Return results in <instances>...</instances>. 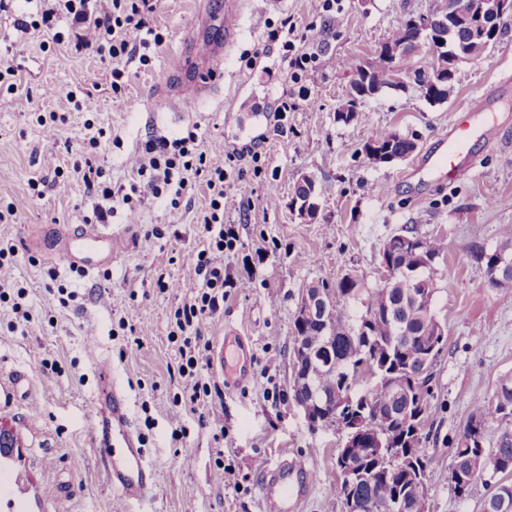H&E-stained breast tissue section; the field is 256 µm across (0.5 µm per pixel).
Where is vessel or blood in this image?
Segmentation results:
<instances>
[{"instance_id": "vessel-or-blood-1", "label": "vessel or blood", "mask_w": 512, "mask_h": 512, "mask_svg": "<svg viewBox=\"0 0 512 512\" xmlns=\"http://www.w3.org/2000/svg\"><path fill=\"white\" fill-rule=\"evenodd\" d=\"M244 0H225L224 43L210 47L207 58H199L195 42H187L182 51L184 66L181 80L169 88V96L181 101L202 99L208 94L225 57L238 40ZM491 95L481 92L450 123V133L429 146L416 164L424 173L454 177L460 171H475L477 156L472 149V134L467 124L471 115L493 111ZM132 229L118 233L106 224H84L69 236L58 237L57 259L91 272L99 268L101 251L115 252L123 240L132 237ZM212 365L224 381L225 390L244 386L254 370V341L233 327H225L213 351ZM91 370L97 381V393L90 418L93 446L106 463L107 484L116 493L126 512H143L148 492L162 480L161 470L146 456L135 421L128 392L112 370L109 357L94 354ZM258 477L262 486L261 512H302L315 484V473L304 461L285 456L264 461Z\"/></svg>"}]
</instances>
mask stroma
<instances>
[{"instance_id":"obj_1","label":"stroma","mask_w":512,"mask_h":512,"mask_svg":"<svg viewBox=\"0 0 512 512\" xmlns=\"http://www.w3.org/2000/svg\"><path fill=\"white\" fill-rule=\"evenodd\" d=\"M43 0H7L0 7V248L12 250L14 268L0 283V428L16 438L14 457L1 465L12 475L0 493V512H116L104 463L92 446L89 413L95 382L89 369V336H97L119 381L129 390L135 424L147 455L163 473L150 493V512H261L256 457H299L316 475L303 512H342L334 458L342 435L310 428L292 399L291 336L301 293L308 285L357 275L366 287L379 283L380 248L403 225L439 236L446 248L431 271L432 312L446 344L435 368L426 512H483L488 493L476 481L468 496H455L449 481L448 442L470 415L475 395L493 396L512 373V285L487 287L484 268L470 256L472 244L494 250L500 225L512 224V92L493 119L472 120L473 135L490 123L508 129L492 146L476 143L474 174L451 182L435 176L408 178L416 159L387 165L368 161L362 148L380 128L391 127L432 144L448 130L458 108L477 92L512 78V23L480 59L460 64L448 97L429 103L413 79L385 89L362 107V122L336 123L351 65L370 60L401 16L427 13L438 0H340L337 22L325 24L320 0H285L265 11L248 0L237 45L223 76L204 99L173 111L163 93L177 71L181 42L194 34L199 10H224V0H159L148 25L164 42L125 57L129 82L123 97L112 92L109 59L79 49L80 27L58 15L53 28L33 27ZM298 28L326 26L315 50L339 59L305 74L301 101L286 126L245 118L243 130L224 125V105L245 99L265 111L289 88L281 46L267 34L285 18ZM72 89L73 99L50 95ZM56 116L58 133L47 137L41 119ZM92 122L96 148L69 138L71 128ZM196 128L203 146L223 143L211 166H228L226 154H242V176L224 185V221L238 227L234 250L217 254L226 274L243 260L263 258L251 288L235 290L202 326L217 342L225 326L255 341V373L245 387L224 394L220 425H200L184 406L185 383L177 373L182 338H170L184 292L156 285L158 270L189 283L203 236L200 218L210 202L204 182L183 195L179 207L147 200L138 207L136 239L123 245L97 273L33 258L23 239L36 226L71 227L127 222L126 207L88 191L81 172L101 171L112 190L129 187V155L148 141L174 139ZM261 145L260 161L244 151ZM261 174H254V164ZM315 183L317 218L298 219L290 209L295 183ZM276 191L277 206L266 204ZM160 238L146 239L151 230ZM223 433L216 442L215 433ZM229 470L215 478L216 460Z\"/></svg>"}]
</instances>
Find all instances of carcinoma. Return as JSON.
Listing matches in <instances>:
<instances>
[{"label":"carcinoma","mask_w":512,"mask_h":512,"mask_svg":"<svg viewBox=\"0 0 512 512\" xmlns=\"http://www.w3.org/2000/svg\"><path fill=\"white\" fill-rule=\"evenodd\" d=\"M410 36L408 19L402 18L392 28L386 42L399 45ZM359 77V97L345 101L343 123L363 120L361 104L371 96L365 90L366 76L358 67L351 68ZM372 140L393 153L406 157L416 149L414 140L393 128H381ZM499 246L488 251L482 246L471 256L485 268L486 285L502 288L512 284V224L499 227ZM417 247L410 246L409 239ZM445 250L440 237L422 236L415 226H405L389 237L386 263L393 276L377 289L364 288L361 280L340 278L336 284L326 282L307 287L308 292L325 289L328 317H295L291 336L293 352L292 398L305 402L316 415L336 404L340 409L329 423L347 432L361 419L366 420L362 447L353 449L351 458L355 478L350 494L364 512H384L386 505L396 504L399 512H410L414 489L426 482L428 458L425 454L430 431L425 429L428 409L434 399L432 383L445 339L437 338L438 347L419 337L427 334L432 319V291H423L420 301L409 296L403 273L421 268V278ZM382 292L386 300L379 310L367 308L351 315L349 301L364 293ZM305 347L310 356L300 355L297 346ZM410 381L409 390L392 389L394 378ZM498 431L495 445L486 446L489 431ZM396 450L403 455L400 470L389 473L386 455ZM451 459L450 483L460 497L472 486L470 471L485 470L486 481L493 482L495 495L489 502L493 512H512V484L495 480L498 474L512 472V374L504 375L490 399L477 395L472 399V414L462 431L448 448Z\"/></svg>","instance_id":"cac0c4a2"}]
</instances>
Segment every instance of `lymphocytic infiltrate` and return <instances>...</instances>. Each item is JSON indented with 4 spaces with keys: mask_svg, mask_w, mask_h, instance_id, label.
<instances>
[{
    "mask_svg": "<svg viewBox=\"0 0 512 512\" xmlns=\"http://www.w3.org/2000/svg\"><path fill=\"white\" fill-rule=\"evenodd\" d=\"M57 8L41 13L42 25H50L58 12L72 15L81 24L78 36L81 48L96 53H109L113 60L110 71L112 91L122 94L128 82V74L122 60L129 53L131 39L147 26V16L155 9L154 0H112L109 11L99 16H89L87 0H57ZM301 41L316 42L320 28L309 26L299 32ZM271 40L282 43V59L287 65L291 81L301 80L303 73L319 61L315 52L297 51L299 40L281 39L278 32H270ZM126 165L131 172L129 191L122 197L127 207L128 222L137 219V205L145 200L179 199L191 189L200 172H207L206 187L210 192L209 210L202 217L206 241L197 253L194 279L186 291V299L176 314V326L180 332L199 333L201 324L213 317L224 304L225 291L229 288L251 287L255 273L244 269L236 277L228 278L224 270L212 260L214 252L223 251L226 244L237 240L235 225L224 221V182L228 175L223 167H208L207 152L202 149L194 130H187L173 141L161 140L149 144L141 153L128 157ZM209 342L197 341L194 348L181 352L180 376L190 382L191 403H198L211 396V382L202 376L200 368L208 359Z\"/></svg>",
    "mask_w": 512,
    "mask_h": 512,
    "instance_id": "1",
    "label": "lymphocytic infiltrate"
}]
</instances>
